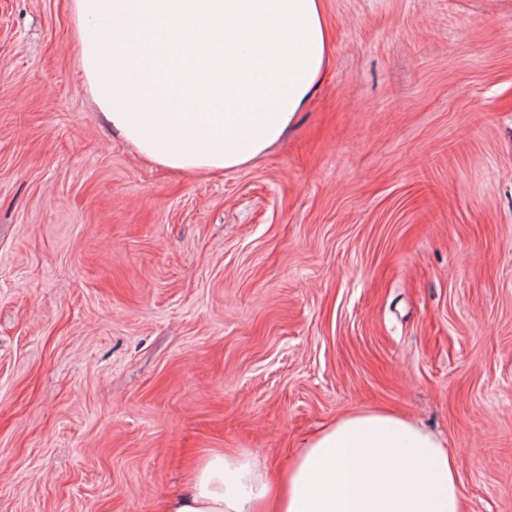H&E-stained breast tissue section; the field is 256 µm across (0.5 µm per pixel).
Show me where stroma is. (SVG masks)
Listing matches in <instances>:
<instances>
[{
  "label": "stroma",
  "instance_id": "stroma-1",
  "mask_svg": "<svg viewBox=\"0 0 512 512\" xmlns=\"http://www.w3.org/2000/svg\"><path fill=\"white\" fill-rule=\"evenodd\" d=\"M69 4L0 0V512H156L376 409L512 512V0H324L320 88L207 176L99 119Z\"/></svg>",
  "mask_w": 512,
  "mask_h": 512
}]
</instances>
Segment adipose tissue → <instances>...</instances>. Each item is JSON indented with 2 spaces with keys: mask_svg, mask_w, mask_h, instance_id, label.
Masks as SVG:
<instances>
[{
  "mask_svg": "<svg viewBox=\"0 0 512 512\" xmlns=\"http://www.w3.org/2000/svg\"><path fill=\"white\" fill-rule=\"evenodd\" d=\"M103 120L152 164L214 173L264 156L325 76L323 0H71ZM160 512H461L457 464L409 419L330 424L280 478L245 452L199 456Z\"/></svg>",
  "mask_w": 512,
  "mask_h": 512,
  "instance_id": "adipose-tissue-1",
  "label": "adipose tissue"
}]
</instances>
